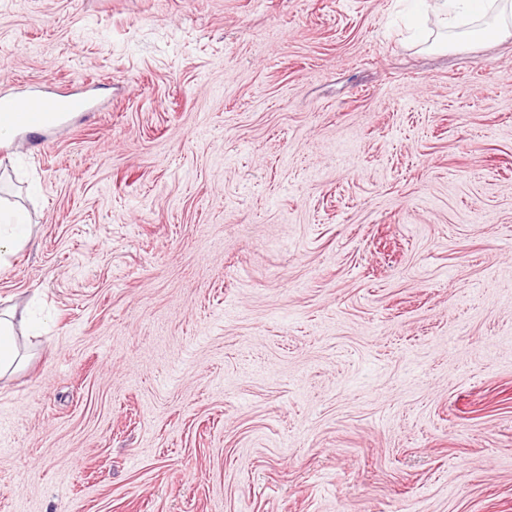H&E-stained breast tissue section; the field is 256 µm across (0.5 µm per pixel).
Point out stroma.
Instances as JSON below:
<instances>
[{
    "mask_svg": "<svg viewBox=\"0 0 512 512\" xmlns=\"http://www.w3.org/2000/svg\"><path fill=\"white\" fill-rule=\"evenodd\" d=\"M410 0H0V512H512V36ZM429 2L417 18L416 28L424 32L427 48L447 49L448 40L479 42L487 38L512 36L511 0H425ZM464 18L478 25L464 23ZM467 25V26H466ZM462 26L467 29L457 31ZM434 28L439 32H429ZM88 90L58 91L43 85L22 98L0 97V121L4 126L21 127L28 133L58 127L66 117L90 112ZM31 236V224H27L23 215L11 212L8 216L0 204V272L10 267V258L21 250ZM14 317V313L1 316L0 312V376L14 371L20 365Z\"/></svg>",
    "mask_w": 512,
    "mask_h": 512,
    "instance_id": "obj_1",
    "label": "stroma"
}]
</instances>
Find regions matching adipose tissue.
Returning <instances> with one entry per match:
<instances>
[{
	"mask_svg": "<svg viewBox=\"0 0 512 512\" xmlns=\"http://www.w3.org/2000/svg\"><path fill=\"white\" fill-rule=\"evenodd\" d=\"M426 47L443 49L449 40L479 42L512 36V0H428L417 18ZM31 226L17 212L0 210V272L7 271L11 257L29 241Z\"/></svg>",
	"mask_w": 512,
	"mask_h": 512,
	"instance_id": "obj_1",
	"label": "adipose tissue"
}]
</instances>
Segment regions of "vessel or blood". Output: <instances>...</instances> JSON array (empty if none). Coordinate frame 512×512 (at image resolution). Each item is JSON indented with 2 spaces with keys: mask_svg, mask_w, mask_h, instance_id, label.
Listing matches in <instances>:
<instances>
[{
  "mask_svg": "<svg viewBox=\"0 0 512 512\" xmlns=\"http://www.w3.org/2000/svg\"><path fill=\"white\" fill-rule=\"evenodd\" d=\"M87 90L58 91L43 85L22 98L0 97V124L19 127L29 133L58 127L66 117L91 111Z\"/></svg>",
  "mask_w": 512,
  "mask_h": 512,
  "instance_id": "b4317fda",
  "label": "vessel or blood"
}]
</instances>
